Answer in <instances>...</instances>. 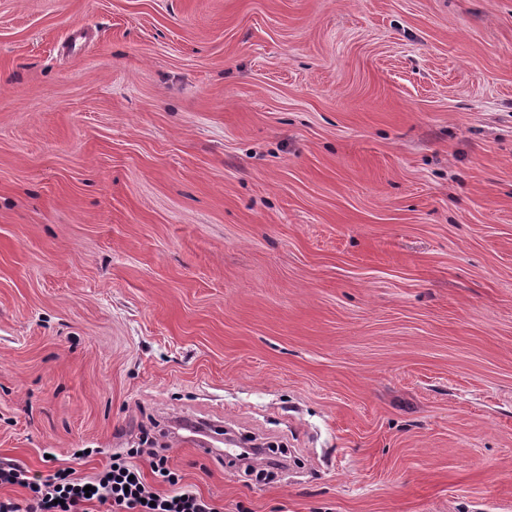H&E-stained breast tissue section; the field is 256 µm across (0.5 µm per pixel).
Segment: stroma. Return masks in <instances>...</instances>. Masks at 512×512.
Listing matches in <instances>:
<instances>
[{
    "instance_id": "35a3bbf8",
    "label": "stroma",
    "mask_w": 512,
    "mask_h": 512,
    "mask_svg": "<svg viewBox=\"0 0 512 512\" xmlns=\"http://www.w3.org/2000/svg\"><path fill=\"white\" fill-rule=\"evenodd\" d=\"M145 432L219 512H512V0H0V459ZM188 431L191 433L187 436H182L181 441H183L185 444L191 446L192 448H196L199 452L207 455H215L218 456L221 460L223 458L222 450L218 451L216 448H218L217 445L213 444L210 440L213 441H220L222 443V439L218 440L213 435L208 433V430L206 427L200 428V427H192V429H188ZM206 438V439H205ZM210 439V440H208Z\"/></svg>"
}]
</instances>
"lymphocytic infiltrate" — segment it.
Instances as JSON below:
<instances>
[{
  "label": "lymphocytic infiltrate",
  "instance_id": "obj_1",
  "mask_svg": "<svg viewBox=\"0 0 512 512\" xmlns=\"http://www.w3.org/2000/svg\"><path fill=\"white\" fill-rule=\"evenodd\" d=\"M129 456L113 457L95 477L76 478L74 469L62 468L44 478L30 475L20 464L0 460V488L27 489L25 502L0 498V512H91L94 504L110 506L112 512H217L211 501L192 486L182 484L162 449H149L151 473L143 475ZM167 492H160V485Z\"/></svg>",
  "mask_w": 512,
  "mask_h": 512
}]
</instances>
